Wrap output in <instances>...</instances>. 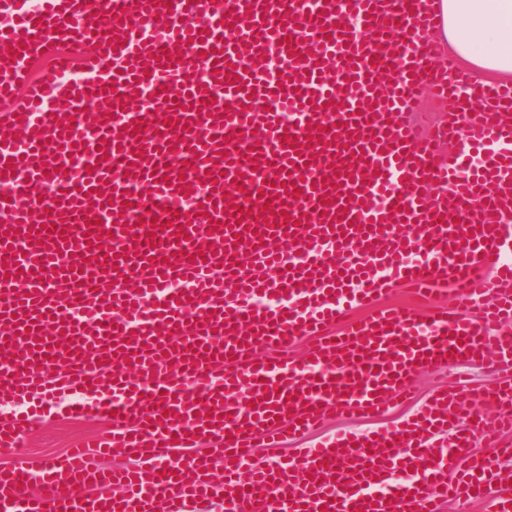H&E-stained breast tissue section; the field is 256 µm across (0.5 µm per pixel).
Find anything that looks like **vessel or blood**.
Wrapping results in <instances>:
<instances>
[{
    "label": "vessel or blood",
    "instance_id": "obj_1",
    "mask_svg": "<svg viewBox=\"0 0 512 512\" xmlns=\"http://www.w3.org/2000/svg\"><path fill=\"white\" fill-rule=\"evenodd\" d=\"M437 25L428 0H0V396L81 417L99 381L110 424L48 466L19 450L31 416L0 413V512H194L217 463L224 512H512L511 382L490 427L444 391L253 463L420 368L512 364V88L433 67ZM423 90L429 142L404 118ZM443 285L455 307L381 305ZM115 448L133 467L99 466Z\"/></svg>",
    "mask_w": 512,
    "mask_h": 512
}]
</instances>
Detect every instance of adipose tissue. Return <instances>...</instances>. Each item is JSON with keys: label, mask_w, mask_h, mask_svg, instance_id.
I'll list each match as a JSON object with an SVG mask.
<instances>
[{"label": "adipose tissue", "mask_w": 512, "mask_h": 512, "mask_svg": "<svg viewBox=\"0 0 512 512\" xmlns=\"http://www.w3.org/2000/svg\"><path fill=\"white\" fill-rule=\"evenodd\" d=\"M434 56L452 55L480 82L512 85V0H434Z\"/></svg>", "instance_id": "1"}]
</instances>
